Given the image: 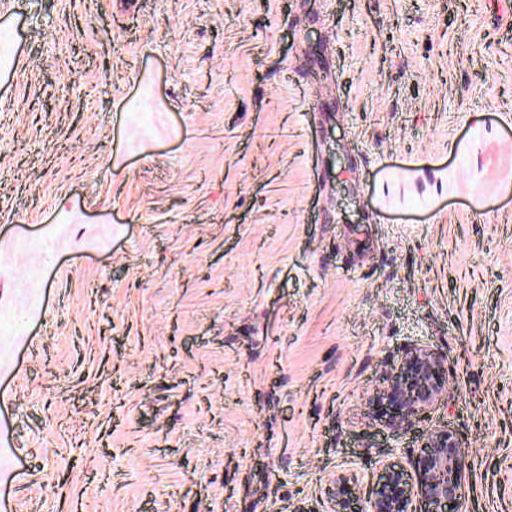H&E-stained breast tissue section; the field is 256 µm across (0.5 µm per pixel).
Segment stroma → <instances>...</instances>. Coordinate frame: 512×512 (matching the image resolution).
Instances as JSON below:
<instances>
[{"instance_id": "1", "label": "stroma", "mask_w": 512, "mask_h": 512, "mask_svg": "<svg viewBox=\"0 0 512 512\" xmlns=\"http://www.w3.org/2000/svg\"><path fill=\"white\" fill-rule=\"evenodd\" d=\"M439 425L512 512V0H5L12 512H331ZM448 395L444 358L426 345L407 344L404 355L379 381L367 397L372 413L383 403L398 408V415L386 426L411 425L421 419ZM380 415V414H379ZM358 482L356 474H348L345 472L336 473L325 484L324 494L330 503L336 506L333 512H353V496L351 492V485Z\"/></svg>"}]
</instances>
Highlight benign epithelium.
<instances>
[{
	"instance_id": "benign-epithelium-1",
	"label": "benign epithelium",
	"mask_w": 512,
	"mask_h": 512,
	"mask_svg": "<svg viewBox=\"0 0 512 512\" xmlns=\"http://www.w3.org/2000/svg\"><path fill=\"white\" fill-rule=\"evenodd\" d=\"M448 395L444 358L426 345L407 344L400 361L393 365L367 397L372 412L383 403L398 408L386 426L411 425ZM470 464L456 433L434 427L420 436V455L415 480L395 467L386 468L378 489L359 512H463L462 497ZM356 475L341 472L326 483L324 494L336 506L334 512H353L351 486Z\"/></svg>"
}]
</instances>
